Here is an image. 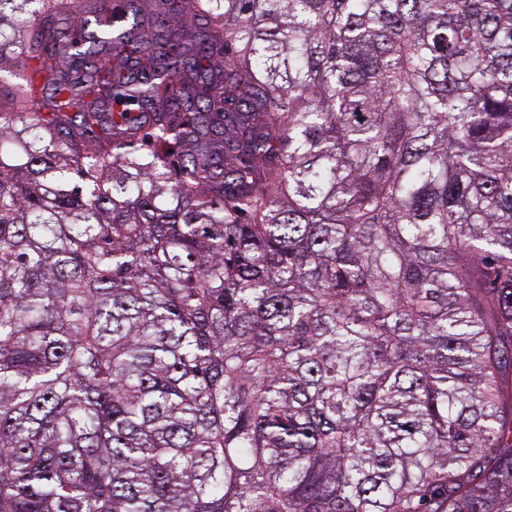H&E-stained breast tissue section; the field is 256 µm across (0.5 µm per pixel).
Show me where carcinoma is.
I'll return each mask as SVG.
<instances>
[{"mask_svg":"<svg viewBox=\"0 0 512 512\" xmlns=\"http://www.w3.org/2000/svg\"><path fill=\"white\" fill-rule=\"evenodd\" d=\"M8 50L0 512H512V0H0Z\"/></svg>","mask_w":512,"mask_h":512,"instance_id":"carcinoma-1","label":"carcinoma"}]
</instances>
